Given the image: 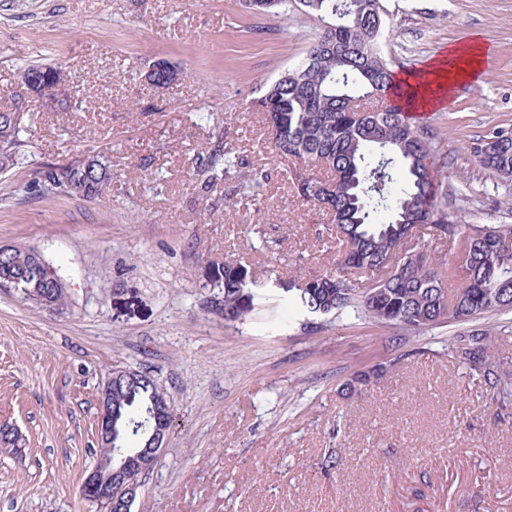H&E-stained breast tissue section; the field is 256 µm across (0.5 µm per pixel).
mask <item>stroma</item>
<instances>
[{"label":"stroma","mask_w":512,"mask_h":512,"mask_svg":"<svg viewBox=\"0 0 512 512\" xmlns=\"http://www.w3.org/2000/svg\"><path fill=\"white\" fill-rule=\"evenodd\" d=\"M382 50L412 70L481 35L479 84L424 113L450 222L512 225V180L472 142L512 126V0H385ZM319 33L300 13L239 0H0V110L23 96L26 161L0 173V245L32 247L69 286L60 310L0 290V512H99L98 399L116 368L154 376L173 410L132 512H512V381L489 401L449 350L455 324L414 332L349 311L314 318L299 288L334 266L329 218L294 196L296 165L269 152L251 103ZM158 61L177 72L158 88ZM61 66L66 104L26 91L25 64ZM233 139L248 163L208 212L194 154ZM103 152L105 199H35L43 165ZM268 179L254 186V170ZM241 265V318H224L222 264ZM375 385L346 392L358 374Z\"/></svg>","instance_id":"35a3bbf8"}]
</instances>
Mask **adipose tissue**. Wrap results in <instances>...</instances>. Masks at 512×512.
I'll list each match as a JSON object with an SVG mask.
<instances>
[{"label": "adipose tissue", "mask_w": 512, "mask_h": 512, "mask_svg": "<svg viewBox=\"0 0 512 512\" xmlns=\"http://www.w3.org/2000/svg\"><path fill=\"white\" fill-rule=\"evenodd\" d=\"M489 48L481 37L452 45L421 68L396 74L394 86L401 89L404 111L417 114L445 108L459 83L480 82Z\"/></svg>", "instance_id": "obj_1"}]
</instances>
